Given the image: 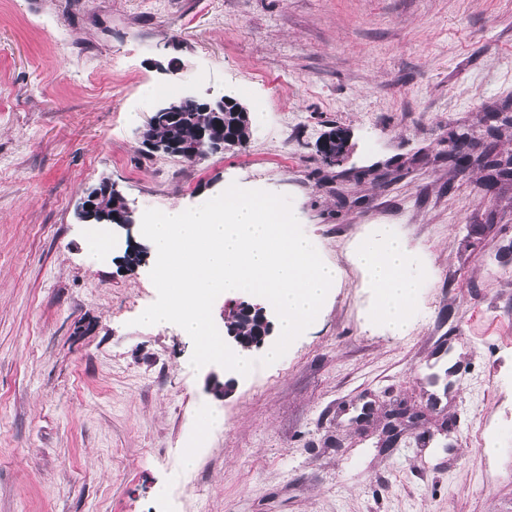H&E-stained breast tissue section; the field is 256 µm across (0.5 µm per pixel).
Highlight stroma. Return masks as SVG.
I'll use <instances>...</instances> for the list:
<instances>
[{
	"label": "stroma",
	"mask_w": 512,
	"mask_h": 512,
	"mask_svg": "<svg viewBox=\"0 0 512 512\" xmlns=\"http://www.w3.org/2000/svg\"><path fill=\"white\" fill-rule=\"evenodd\" d=\"M147 84L233 95L249 141L147 152ZM453 149L512 156V0H0V512H512V181ZM103 179L139 214L291 196L338 279L218 396L181 327L136 323L155 258H118L140 229L88 248L76 206ZM381 224L423 283L401 336L353 258Z\"/></svg>",
	"instance_id": "35a3bbf8"
}]
</instances>
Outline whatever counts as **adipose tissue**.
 <instances>
[{"mask_svg": "<svg viewBox=\"0 0 512 512\" xmlns=\"http://www.w3.org/2000/svg\"><path fill=\"white\" fill-rule=\"evenodd\" d=\"M378 299V318L395 335L408 327L409 306L420 288L411 270L403 242L391 225H379L357 253Z\"/></svg>", "mask_w": 512, "mask_h": 512, "instance_id": "ef3b65f1", "label": "adipose tissue"}]
</instances>
